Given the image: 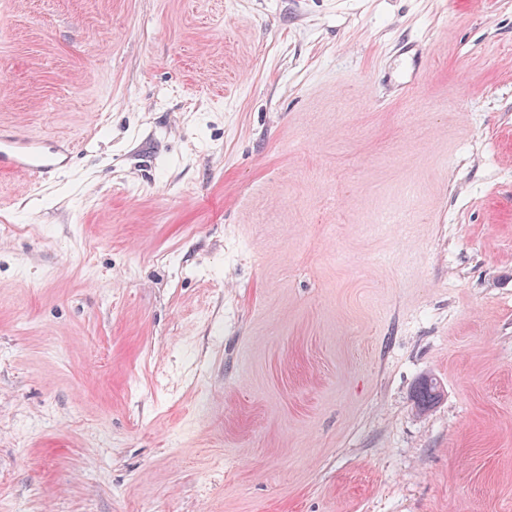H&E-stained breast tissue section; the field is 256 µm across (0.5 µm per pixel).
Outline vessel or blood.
I'll use <instances>...</instances> for the list:
<instances>
[{
  "mask_svg": "<svg viewBox=\"0 0 512 512\" xmlns=\"http://www.w3.org/2000/svg\"><path fill=\"white\" fill-rule=\"evenodd\" d=\"M73 147L60 144L45 149L40 142L0 133V170L18 176L36 177L70 166Z\"/></svg>",
  "mask_w": 512,
  "mask_h": 512,
  "instance_id": "1",
  "label": "vessel or blood"
}]
</instances>
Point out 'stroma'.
<instances>
[{"label": "stroma", "mask_w": 512, "mask_h": 512, "mask_svg": "<svg viewBox=\"0 0 512 512\" xmlns=\"http://www.w3.org/2000/svg\"><path fill=\"white\" fill-rule=\"evenodd\" d=\"M0 125V512H512V0H0ZM74 147L60 144L46 150L40 142L0 133V170L18 176L36 177L70 166Z\"/></svg>", "instance_id": "35a3bbf8"}]
</instances>
